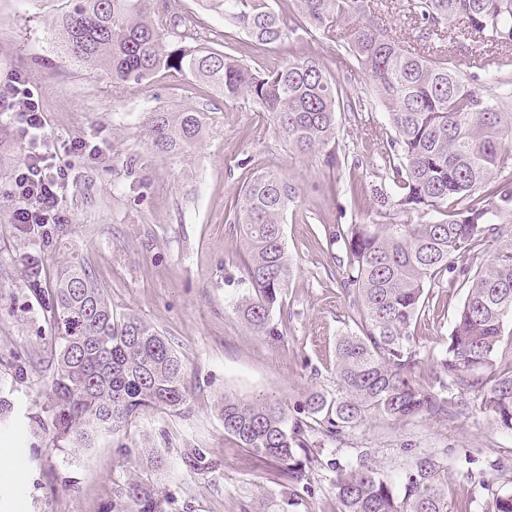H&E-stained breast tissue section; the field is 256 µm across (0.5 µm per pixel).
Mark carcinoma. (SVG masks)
I'll return each instance as SVG.
<instances>
[{"mask_svg":"<svg viewBox=\"0 0 512 512\" xmlns=\"http://www.w3.org/2000/svg\"><path fill=\"white\" fill-rule=\"evenodd\" d=\"M51 29L61 54L102 69L120 90L159 74L207 82L226 101L252 102L272 116L275 133L305 155L336 144V113L363 112L343 98L340 83L313 56L299 55L290 35L334 31L372 81L392 134L380 145L392 182L375 189L381 207L440 215L421 224L352 225L325 229L343 239L357 331L336 342V392H309L290 409L279 402L224 395V432L241 447L273 460L296 496L313 462L305 433L315 427L337 440L375 417L407 421L467 412L456 394H473L500 426L512 430V369L496 371L504 317L512 316V182L497 179L512 164V113L471 86L449 46L465 40L512 48V0H408L417 35L399 40L374 15L371 0H197L253 43L282 49L261 72L200 43L197 17L185 26L164 0H56ZM492 79L512 56L479 54ZM143 125L152 149L175 156L197 146L212 129L210 113L156 110ZM294 191L275 170L255 172L238 195L233 223L245 243L242 269L250 288L235 312L256 334L276 330L290 265L284 224ZM29 251L19 257L30 295L44 323L50 375L49 441L72 454L151 410L183 414L190 398L183 365L168 340L136 315L115 318L105 287L76 259L47 276L43 257L67 236L65 224H27ZM493 256L471 271L488 238ZM448 277L466 288L439 359V390L417 383L418 353L411 328L430 288ZM335 464L340 512H453L448 472L425 454L398 479L368 465ZM122 512H160L159 500L137 481L127 484Z\"/></svg>","mask_w":512,"mask_h":512,"instance_id":"cac0c4a2","label":"carcinoma"}]
</instances>
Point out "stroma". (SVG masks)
Instances as JSON below:
<instances>
[{"label":"stroma","instance_id":"obj_1","mask_svg":"<svg viewBox=\"0 0 512 512\" xmlns=\"http://www.w3.org/2000/svg\"><path fill=\"white\" fill-rule=\"evenodd\" d=\"M54 22L53 0H0V83L24 72L56 145L84 139L94 148L89 156L61 157L69 170L60 196L70 233L44 264L52 271L71 258L84 259L106 288L114 315L134 314L154 325L183 363L191 409L148 412L74 458L43 440V378L51 366L38 307L17 261L28 239L11 223L18 201L8 194L24 146L15 121L0 119V388L17 402L15 415L0 421V455L12 462L9 474L0 475V512H112L117 488L133 479L155 491L161 512H339L332 464L356 461L364 448L370 463L395 478L408 469L412 452L435 455L448 470L449 502L462 512H489L494 494L512 489V431L480 411L470 394L465 418H372L339 442L309 433L312 462L294 498L273 462L251 456L224 432L217 404L225 393L291 405L309 390L336 389V340L355 327L353 296L343 286L344 245H327L324 227L436 218L374 205L377 148L391 129L369 77L337 37L317 32L297 44L368 106L337 113V163L331 166L325 153L290 151L268 113L224 101L195 80L160 75L114 89L105 73L57 56L48 35ZM203 22L204 44L252 69H265L281 55L276 47L255 48L218 16L204 15ZM187 108L211 113L212 133L182 155L152 151L144 114ZM245 129L250 139L242 138ZM267 166L295 191L284 226L293 273L283 309L273 316L274 336L252 333L233 310L248 284L243 243L228 217L251 171ZM464 297L461 288L431 289L412 329L420 357L415 377L425 388L437 385L436 360ZM17 354L29 372L21 382L14 378ZM152 448L161 450L162 467L148 463ZM198 452L211 469L186 467L185 458Z\"/></svg>","mask_w":512,"mask_h":512}]
</instances>
